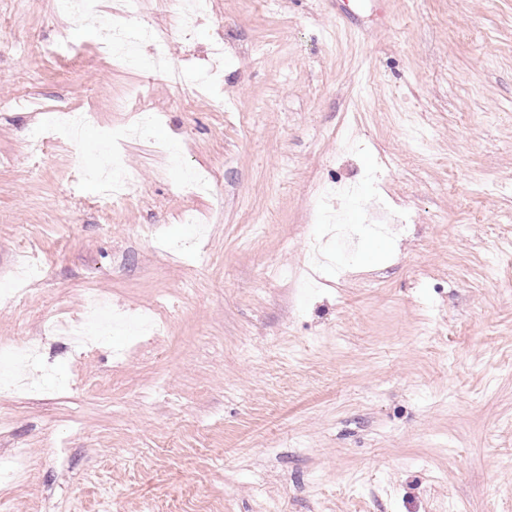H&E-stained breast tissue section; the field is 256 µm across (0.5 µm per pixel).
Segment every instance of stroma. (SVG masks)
<instances>
[{"label":"stroma","mask_w":512,"mask_h":512,"mask_svg":"<svg viewBox=\"0 0 512 512\" xmlns=\"http://www.w3.org/2000/svg\"><path fill=\"white\" fill-rule=\"evenodd\" d=\"M0 0V364L40 350L34 392L0 388L9 512H512V0ZM169 35L124 65L99 24ZM224 72L195 101V70ZM78 142L33 145L58 105ZM158 113L121 147L136 191L102 201L103 130ZM207 171L208 196L183 180ZM410 211L339 230L336 180ZM41 268L7 295L20 256ZM150 311L72 351L44 325L87 292ZM58 5L68 15L73 27L84 25L99 10L98 0H58Z\"/></svg>","instance_id":"35a3bbf8"}]
</instances>
